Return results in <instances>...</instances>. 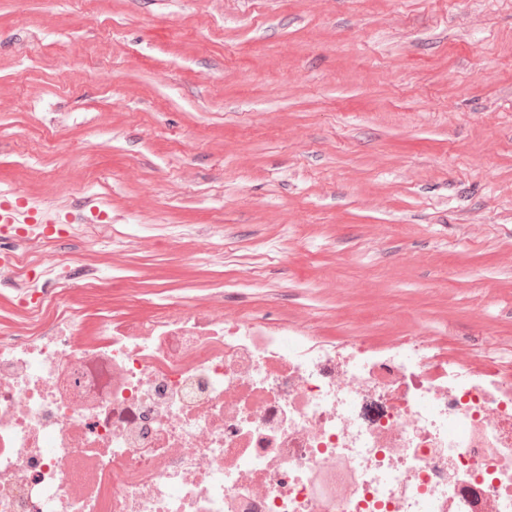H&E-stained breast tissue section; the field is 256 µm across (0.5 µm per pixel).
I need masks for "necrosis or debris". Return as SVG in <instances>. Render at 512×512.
Returning a JSON list of instances; mask_svg holds the SVG:
<instances>
[{
	"instance_id": "1",
	"label": "necrosis or debris",
	"mask_w": 512,
	"mask_h": 512,
	"mask_svg": "<svg viewBox=\"0 0 512 512\" xmlns=\"http://www.w3.org/2000/svg\"><path fill=\"white\" fill-rule=\"evenodd\" d=\"M0 339V512H512V382L223 318ZM384 401L359 418L367 398Z\"/></svg>"
}]
</instances>
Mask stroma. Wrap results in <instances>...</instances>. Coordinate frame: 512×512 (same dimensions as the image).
<instances>
[{
  "mask_svg": "<svg viewBox=\"0 0 512 512\" xmlns=\"http://www.w3.org/2000/svg\"><path fill=\"white\" fill-rule=\"evenodd\" d=\"M0 336L211 313L512 381V0H0ZM57 216H48L36 207L30 206L27 201L13 200L6 196L0 198V237H16L21 233L38 230L48 235L50 229L56 228ZM17 262L15 261L13 264L7 267L10 278L14 281L21 282L28 286V292L25 294L27 297V305L35 304L39 300V297L36 295L43 292L42 288L48 284L54 273L55 267H58L56 264V258L54 256H48L44 265H42L40 272L34 275V277H30L28 273L20 274L17 271Z\"/></svg>",
  "mask_w": 512,
  "mask_h": 512,
  "instance_id": "stroma-1",
  "label": "stroma"
}]
</instances>
